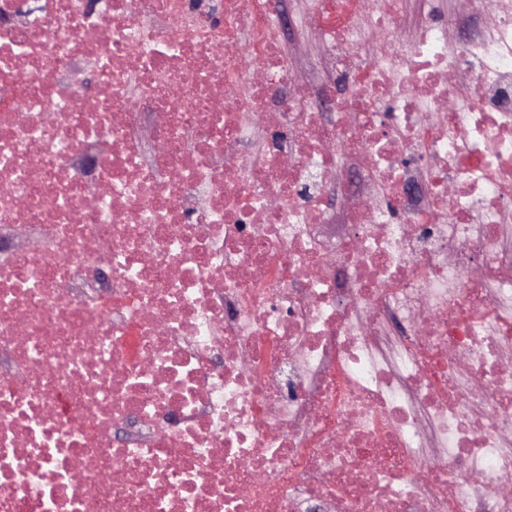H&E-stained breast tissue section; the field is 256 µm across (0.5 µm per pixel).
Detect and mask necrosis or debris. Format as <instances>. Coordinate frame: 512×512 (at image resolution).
<instances>
[{
    "mask_svg": "<svg viewBox=\"0 0 512 512\" xmlns=\"http://www.w3.org/2000/svg\"><path fill=\"white\" fill-rule=\"evenodd\" d=\"M491 1L0 0V512H512ZM276 14L281 24L283 39L288 50L306 61L314 59L318 53V47L313 38H307L298 30L295 13L299 6V0H276Z\"/></svg>",
    "mask_w": 512,
    "mask_h": 512,
    "instance_id": "necrosis-or-debris-1",
    "label": "necrosis or debris"
}]
</instances>
